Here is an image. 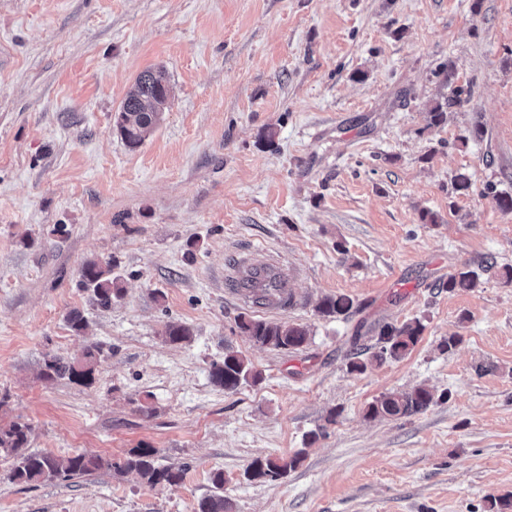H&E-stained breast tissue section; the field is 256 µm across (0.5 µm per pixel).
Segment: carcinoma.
I'll return each mask as SVG.
<instances>
[{
    "label": "carcinoma",
    "instance_id": "carcinoma-1",
    "mask_svg": "<svg viewBox=\"0 0 512 512\" xmlns=\"http://www.w3.org/2000/svg\"><path fill=\"white\" fill-rule=\"evenodd\" d=\"M463 90L454 88L443 102L434 105L428 112L429 125L439 127L447 121L448 110L462 103ZM171 95L166 73L162 70H146L140 73L123 99L120 112L115 117L114 128L121 140L130 149L138 148L163 120ZM479 273L474 270L459 271L448 275L443 284L450 292L471 291L478 286ZM79 287L92 292L95 303L102 309H109L121 300L124 289L117 279L112 277V266L97 260L86 261L80 270ZM293 300V294L287 288V282L281 276L272 274L255 297L256 306H269L284 300ZM353 308V300L345 295L327 297L317 307L324 316L343 315ZM241 329L258 345L275 350L290 351L303 347L309 338L308 329L299 323L250 319L241 322ZM423 331L417 320L399 326L385 325L378 338L380 351L373 359L389 357L401 359L416 346ZM190 330L182 324L171 323L165 330V338L171 343L187 340ZM101 355L98 346L89 347L82 357L65 361L56 356L44 360L41 377L45 380L66 379L73 383L90 384ZM214 383L227 390L237 388L248 380H260V373L253 370L250 363L236 352L224 353L221 363H214L211 370ZM434 403V394L425 387H416L408 391H390L371 402L366 409L370 419H395L412 415L427 409ZM30 427L26 423L14 422L6 428H0V451L14 457L12 480L21 484H31L54 478H68L88 474L105 466L98 456L75 454L68 457H55L49 454L27 452ZM157 451L154 448H134L122 463L115 465L121 472H135L151 485L165 483L177 485L183 479L181 466H161L156 462ZM302 460L301 454L253 462L246 471L248 478L263 482L278 481L296 469ZM229 501L217 494L198 503L196 512H229Z\"/></svg>",
    "mask_w": 512,
    "mask_h": 512
}]
</instances>
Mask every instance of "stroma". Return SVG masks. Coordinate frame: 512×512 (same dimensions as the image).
<instances>
[{
    "label": "stroma",
    "mask_w": 512,
    "mask_h": 512,
    "mask_svg": "<svg viewBox=\"0 0 512 512\" xmlns=\"http://www.w3.org/2000/svg\"><path fill=\"white\" fill-rule=\"evenodd\" d=\"M150 68L173 93L132 150L115 115ZM457 87L462 104L429 126L428 108ZM501 193L512 0H0V427L27 423L32 452L119 463L153 448L184 469L174 486L113 468L26 485L1 451L0 512H195L217 472L231 512L512 500ZM257 246L295 268L294 307L244 305L225 288L226 263ZM89 259L112 263L125 290L110 309L78 286ZM459 270L479 271V287L444 289ZM336 295L354 308L317 312ZM244 316L302 324L310 339L260 346ZM412 320L424 326L412 352L373 361L382 326ZM171 323L190 339L167 342ZM94 345L92 384L41 379L45 358ZM228 348L259 382L213 383ZM355 352L365 372H350ZM415 386L433 392L429 408L367 418L384 393ZM297 452L283 479L246 476Z\"/></svg>",
    "instance_id": "35a3bbf8"
}]
</instances>
